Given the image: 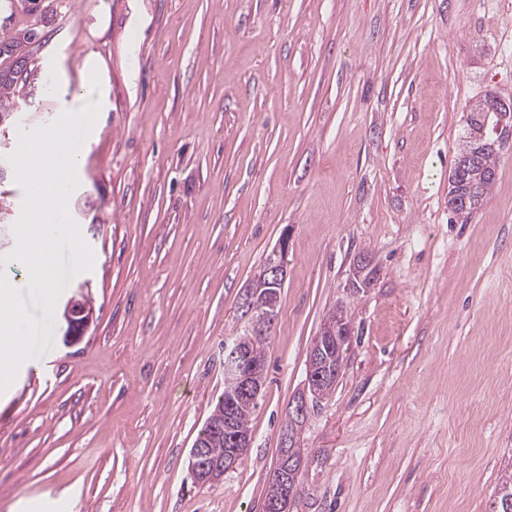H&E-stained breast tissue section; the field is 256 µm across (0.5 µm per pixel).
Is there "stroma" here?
<instances>
[{"mask_svg":"<svg viewBox=\"0 0 512 512\" xmlns=\"http://www.w3.org/2000/svg\"><path fill=\"white\" fill-rule=\"evenodd\" d=\"M25 129L100 109L67 209L96 320L0 394V512H261L328 312L352 338L302 425L290 512H492L512 465V150L469 220L448 176L472 102H512V0H50ZM253 444L189 451L281 235ZM366 264L374 280L353 291Z\"/></svg>","mask_w":512,"mask_h":512,"instance_id":"obj_1","label":"stroma"}]
</instances>
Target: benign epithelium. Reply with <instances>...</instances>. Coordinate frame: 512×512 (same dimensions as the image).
<instances>
[{"mask_svg":"<svg viewBox=\"0 0 512 512\" xmlns=\"http://www.w3.org/2000/svg\"><path fill=\"white\" fill-rule=\"evenodd\" d=\"M477 112H489L495 115L496 122L489 133V139H499L501 134L512 130V106L500 100L489 97L473 106ZM286 270L282 266H267L257 278L258 288L247 291L245 310L247 313L243 331L246 338L234 341L230 352L224 359V376L233 383V387L224 398V404L217 407L208 419L209 427L214 431L224 432L228 449L221 460L209 461L205 449L195 444L189 451L188 469L192 478L200 483H215L223 479L224 474L233 470L243 456L251 448L253 438L250 434H242L235 428V409L242 401L257 399L262 385L260 376L263 369L250 360V343L261 340L266 335L269 319L273 317L276 309L275 303L265 300V296L275 294V287L285 281ZM263 315L258 319L254 313ZM63 319L66 323L65 340L71 342L81 337L93 321V310L86 299L71 298L63 310ZM324 369L313 374L316 365L309 364L306 380V393L299 396L292 403L291 419H301L307 416L309 401H318L325 395L317 389V384L328 382L342 372V363H331L325 358ZM298 494L296 484L283 482L277 493L265 499L262 512H288L289 507Z\"/></svg>","mask_w":512,"mask_h":512,"instance_id":"benign-epithelium-1","label":"benign epithelium"}]
</instances>
